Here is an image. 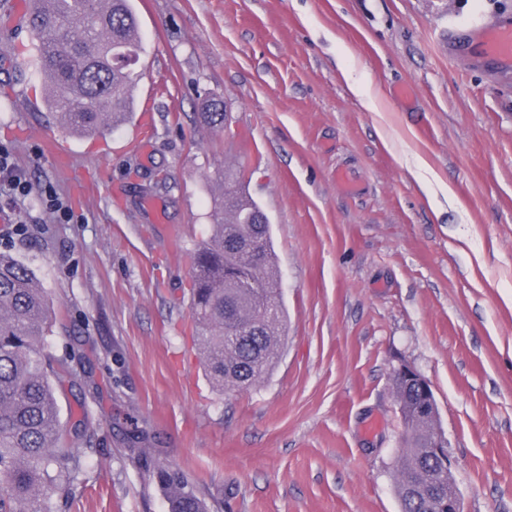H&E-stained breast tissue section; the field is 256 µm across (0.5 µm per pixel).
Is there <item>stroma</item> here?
<instances>
[{
    "label": "stroma",
    "mask_w": 512,
    "mask_h": 512,
    "mask_svg": "<svg viewBox=\"0 0 512 512\" xmlns=\"http://www.w3.org/2000/svg\"><path fill=\"white\" fill-rule=\"evenodd\" d=\"M12 2L0 145L32 190L0 186V250L47 292L63 428L91 427L63 512H166L134 422L213 512H399L403 363L434 392L465 512H512V72L448 41L512 0H133L138 116L94 137L48 113ZM204 92L227 133L200 120ZM227 163L270 220L288 321L273 371L235 394L204 373L188 295Z\"/></svg>",
    "instance_id": "obj_1"
}]
</instances>
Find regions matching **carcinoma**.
Returning a JSON list of instances; mask_svg holds the SVG:
<instances>
[{"instance_id":"obj_1","label":"carcinoma","mask_w":512,"mask_h":512,"mask_svg":"<svg viewBox=\"0 0 512 512\" xmlns=\"http://www.w3.org/2000/svg\"><path fill=\"white\" fill-rule=\"evenodd\" d=\"M28 20L33 65L47 84L45 104L70 128L97 134L133 119L136 65L145 51L131 0H35ZM201 116L216 131L228 120L221 98L205 96ZM242 170L215 172L224 188L213 198L211 234L193 254L191 321L202 363L212 384L225 393L248 390L266 378L281 355L284 311L268 219L242 184ZM51 311L33 271L0 251V512H59L49 492L53 466H65V485L83 471L78 445L90 438L78 424L72 447H60L62 429L42 344ZM403 409L417 436L399 457L403 512H427L409 479L434 485L442 472L427 448L435 422L419 412L421 394L402 385ZM144 432H131L130 452L163 492L166 512H209L199 487L180 469L143 448Z\"/></svg>"}]
</instances>
